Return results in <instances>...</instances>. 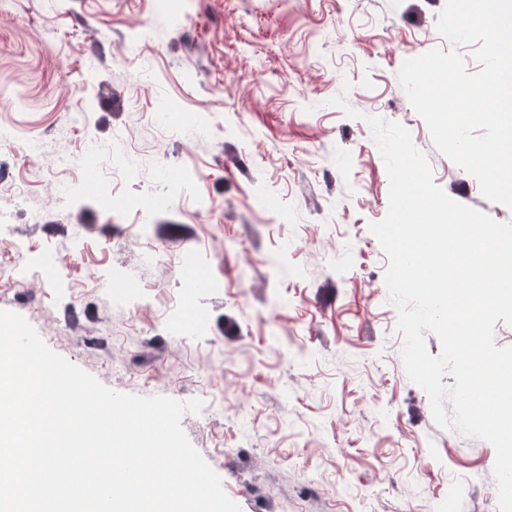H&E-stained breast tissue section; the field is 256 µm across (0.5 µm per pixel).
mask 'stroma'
<instances>
[{
    "mask_svg": "<svg viewBox=\"0 0 512 512\" xmlns=\"http://www.w3.org/2000/svg\"><path fill=\"white\" fill-rule=\"evenodd\" d=\"M444 4L194 0L174 16L154 0H0V162L26 189L0 212L27 246L0 244V269L48 248L62 262L51 284L0 277V309L115 391L214 398L182 426L242 512H498L494 447L440 428L406 375L369 229L390 188L371 116L410 131L450 198L512 221L435 148L398 80L405 60L451 50ZM169 112L204 137L165 133ZM118 134L138 147L131 173L103 169L98 191L58 161ZM146 191L158 202L138 213L98 199ZM188 250L210 274L190 298L166 269ZM118 281L138 291L113 306Z\"/></svg>",
    "mask_w": 512,
    "mask_h": 512,
    "instance_id": "stroma-1",
    "label": "stroma"
}]
</instances>
